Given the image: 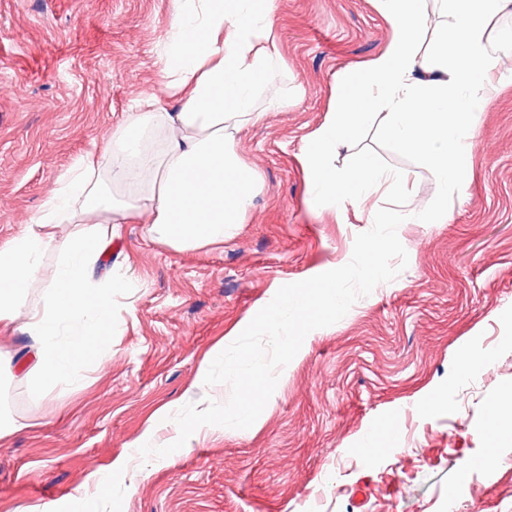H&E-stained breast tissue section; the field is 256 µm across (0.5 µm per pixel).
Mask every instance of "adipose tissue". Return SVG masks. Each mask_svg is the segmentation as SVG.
<instances>
[{
    "label": "adipose tissue",
    "mask_w": 512,
    "mask_h": 512,
    "mask_svg": "<svg viewBox=\"0 0 512 512\" xmlns=\"http://www.w3.org/2000/svg\"><path fill=\"white\" fill-rule=\"evenodd\" d=\"M427 2L376 0L391 26L389 42L362 73L337 80L327 117L301 152L313 207L359 205L384 186L404 208L375 215V223L413 221L403 175L368 154L348 169L326 160L378 108L399 148L420 153L444 190L464 192L473 119L491 95L488 75L500 48L512 45L495 43L488 24L508 0H448V20L430 39ZM275 9V0H174L160 61L179 110L136 100L123 123L58 178L41 212L0 244V329L18 323L30 337L27 375L81 385L79 355L109 347L112 298L127 281L97 279L93 270L96 245L115 225H144L150 237L184 251L223 242L247 222L263 181L235 145L261 119L256 100L284 66ZM64 224L69 232L58 235ZM50 251L56 266L46 282L41 268ZM33 293L40 300L31 306Z\"/></svg>",
    "instance_id": "ef3b65f1"
}]
</instances>
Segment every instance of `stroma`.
I'll list each match as a JSON object with an SVG mask.
<instances>
[{
  "instance_id": "obj_1",
  "label": "stroma",
  "mask_w": 512,
  "mask_h": 512,
  "mask_svg": "<svg viewBox=\"0 0 512 512\" xmlns=\"http://www.w3.org/2000/svg\"><path fill=\"white\" fill-rule=\"evenodd\" d=\"M286 68L298 96L245 127L236 141L264 189L249 221L224 244L175 252L119 225L96 271L125 275L112 302L107 364L87 382L35 393L14 360L0 367V512H512V439L492 442L487 408L512 414V52L498 94L477 113L463 197L435 224H403L407 267L360 298L337 323L310 332L248 429L201 427L189 451L142 459L177 425L159 409L225 402L227 385L195 379L285 284L349 262L373 213L397 210L386 191L365 205L319 212L299 158L325 118L338 73L379 54L390 27L372 0H276ZM173 0H0V243L36 216L59 176L119 126L136 98L178 109L162 87L158 53ZM411 174L416 214L441 187L421 155L388 137L375 116L332 156L362 154ZM474 359L461 372L465 359ZM375 440L370 457L357 452ZM128 460L124 472L113 462ZM108 475L105 487L90 472Z\"/></svg>"
}]
</instances>
